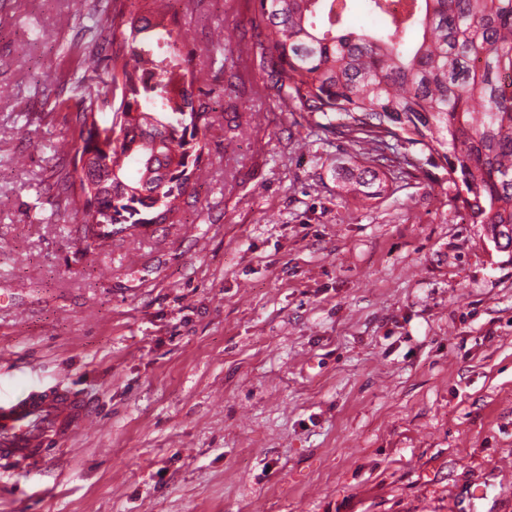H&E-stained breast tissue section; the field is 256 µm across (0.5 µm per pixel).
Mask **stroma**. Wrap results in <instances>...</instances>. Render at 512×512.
Returning a JSON list of instances; mask_svg holds the SVG:
<instances>
[{
  "label": "stroma",
  "mask_w": 512,
  "mask_h": 512,
  "mask_svg": "<svg viewBox=\"0 0 512 512\" xmlns=\"http://www.w3.org/2000/svg\"><path fill=\"white\" fill-rule=\"evenodd\" d=\"M148 4L0 0V396L89 407L55 456L0 466V512H512V252L424 160L343 186L355 147L237 59L254 0L174 4L214 75L180 223L75 242L50 191L72 46Z\"/></svg>",
  "instance_id": "35a3bbf8"
}]
</instances>
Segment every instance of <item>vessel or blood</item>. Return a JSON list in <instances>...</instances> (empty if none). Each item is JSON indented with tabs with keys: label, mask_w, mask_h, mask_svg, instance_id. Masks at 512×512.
I'll return each instance as SVG.
<instances>
[{
	"label": "vessel or blood",
	"mask_w": 512,
	"mask_h": 512,
	"mask_svg": "<svg viewBox=\"0 0 512 512\" xmlns=\"http://www.w3.org/2000/svg\"><path fill=\"white\" fill-rule=\"evenodd\" d=\"M88 417L80 394L33 390L0 400V463L28 468Z\"/></svg>",
	"instance_id": "obj_1"
}]
</instances>
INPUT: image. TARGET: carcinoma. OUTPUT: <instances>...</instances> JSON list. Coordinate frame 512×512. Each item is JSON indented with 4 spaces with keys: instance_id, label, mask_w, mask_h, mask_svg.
<instances>
[{
    "instance_id": "1",
    "label": "carcinoma",
    "mask_w": 512,
    "mask_h": 512,
    "mask_svg": "<svg viewBox=\"0 0 512 512\" xmlns=\"http://www.w3.org/2000/svg\"><path fill=\"white\" fill-rule=\"evenodd\" d=\"M256 39L238 42V59L258 71L284 112H304L313 126L348 139L366 166L367 189L378 170L417 150L448 183V206L478 224L497 251L512 249V0H410L391 13L386 0H257ZM376 16L372 29L348 26L358 7ZM183 34L171 0L149 11L119 14L107 43L78 48V63L98 72L105 56L110 80L88 91L121 98L109 122L94 102L71 122L74 154L53 183L65 210L83 214L74 226L83 249L107 239L100 224L137 230L159 214L181 221L194 194L212 109L192 91L197 76L182 52ZM157 148L167 183L138 196L129 171ZM88 160L87 179L75 177Z\"/></svg>"
}]
</instances>
